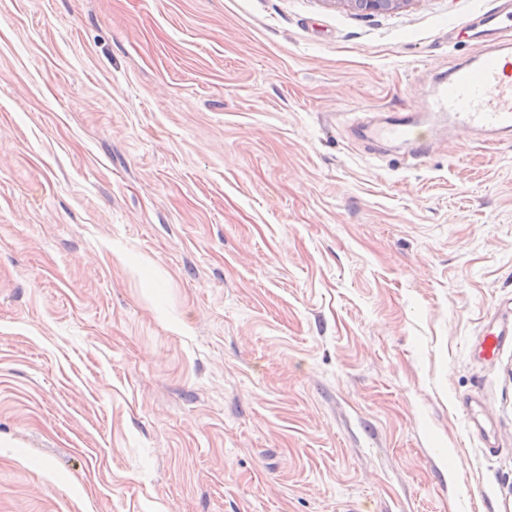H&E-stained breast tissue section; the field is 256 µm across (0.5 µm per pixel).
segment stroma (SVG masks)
I'll use <instances>...</instances> for the list:
<instances>
[{
    "mask_svg": "<svg viewBox=\"0 0 512 512\" xmlns=\"http://www.w3.org/2000/svg\"><path fill=\"white\" fill-rule=\"evenodd\" d=\"M498 6L0 0V512H512V140L351 124ZM366 16L382 14L398 10L412 0H329ZM509 336L512 341V312L511 316L502 314L494 324L484 329L478 340L479 357L486 361L493 359ZM464 402L469 410L472 426L477 430L483 431L487 435L489 440L487 445L488 449L490 452H495L498 448H496L495 444L491 441V428L489 427V422L483 413L480 399L477 397H470Z\"/></svg>",
    "mask_w": 512,
    "mask_h": 512,
    "instance_id": "obj_1",
    "label": "stroma"
}]
</instances>
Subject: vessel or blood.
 Masks as SVG:
<instances>
[{"label":"vessel or blood","mask_w":512,"mask_h":512,"mask_svg":"<svg viewBox=\"0 0 512 512\" xmlns=\"http://www.w3.org/2000/svg\"><path fill=\"white\" fill-rule=\"evenodd\" d=\"M471 37L488 41L478 59L459 65L442 79L428 105L427 116L414 112H383L358 123L363 141L399 143L415 155H426L438 131L473 133L488 145L512 137V12H490ZM512 337V315H501L478 340L479 356L491 360Z\"/></svg>","instance_id":"1"}]
</instances>
